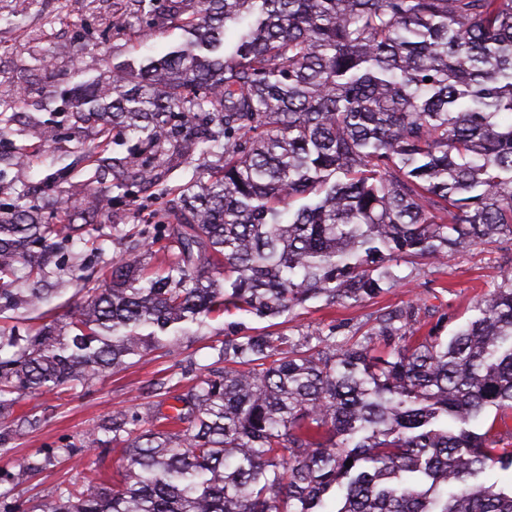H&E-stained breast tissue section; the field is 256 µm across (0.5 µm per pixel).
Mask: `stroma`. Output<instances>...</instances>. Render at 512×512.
<instances>
[{"label":"stroma","instance_id":"35a3bbf8","mask_svg":"<svg viewBox=\"0 0 512 512\" xmlns=\"http://www.w3.org/2000/svg\"><path fill=\"white\" fill-rule=\"evenodd\" d=\"M8 0H0V90L25 91L26 108L15 115L17 125L30 118L48 122L56 133L53 142L40 145L34 135L10 136L0 140V169L7 171L0 181V199L13 201L21 208H41L47 215L64 217L66 223H90L107 232L103 247L107 257H125L136 253L146 273L158 272L164 258V244L157 241L132 247L129 238L112 236L113 225L159 224L171 204L170 198L159 197L157 188L138 193L101 211L95 210V198L87 189V181L95 172L87 158L96 140V129L75 123L61 101L47 98L48 90L71 91L76 82L94 77L111 78L112 66L137 62L143 57L179 45L184 32L176 24L165 23L157 37L146 42L139 51L129 45L137 39L138 27L118 32L112 18L120 14L112 0H71L64 15L39 44L29 43L28 28L39 25L49 7L46 0H36L21 22H14ZM22 145L33 146L34 152L22 168L10 162ZM66 195H59V187ZM63 271H52L47 278L45 307L58 324H65L80 296L78 281L71 279L68 267L102 275L91 243L73 239L61 254ZM512 274V240H499L467 246L457 252L446 265L425 266L413 282L358 306L324 301L307 303L295 316L281 324L280 333L291 339L315 331L333 334L336 341L349 338L355 329L381 308H395L409 299L422 297L429 312L422 318L428 325L442 324L443 335H451L471 315V309L483 293L500 283L503 275ZM257 318L231 312L207 320L199 333L182 337L170 351L149 353L134 365L93 380L75 393L25 396L16 405L19 413L40 418L39 430L13 438L9 453L0 455V469L16 470L19 464L43 448H56L77 441L84 433L100 425L112 412L146 406L154 399V385L164 378L180 387L198 381L201 370L214 361V349L225 337L240 328L259 329Z\"/></svg>","mask_w":512,"mask_h":512}]
</instances>
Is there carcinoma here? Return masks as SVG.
I'll list each match as a JSON object with an SVG mask.
<instances>
[{"mask_svg":"<svg viewBox=\"0 0 512 512\" xmlns=\"http://www.w3.org/2000/svg\"><path fill=\"white\" fill-rule=\"evenodd\" d=\"M142 22L174 20L179 46L112 82H80L75 122L121 125L165 162L221 143L223 164L166 187L172 258L148 279L136 257L80 289L67 332L0 330V416L23 395L61 394L169 350L231 309L259 319L309 301L356 305L412 282L400 262L441 265L464 245L512 238V0H122ZM26 102L0 96L5 114ZM209 117L193 141L171 116ZM120 193L161 175L134 152L103 157ZM58 224L0 202V299L18 268L42 281ZM423 300L379 310L363 337L228 336L199 382L165 386L143 415L117 412L65 448L0 471V512L56 459L92 474L112 434L118 478L61 482L38 512H512V276L443 340ZM484 422L478 432L473 425ZM22 414L0 432L30 433ZM353 464H347V460Z\"/></svg>","mask_w":512,"mask_h":512,"instance_id":"obj_1","label":"carcinoma"}]
</instances>
